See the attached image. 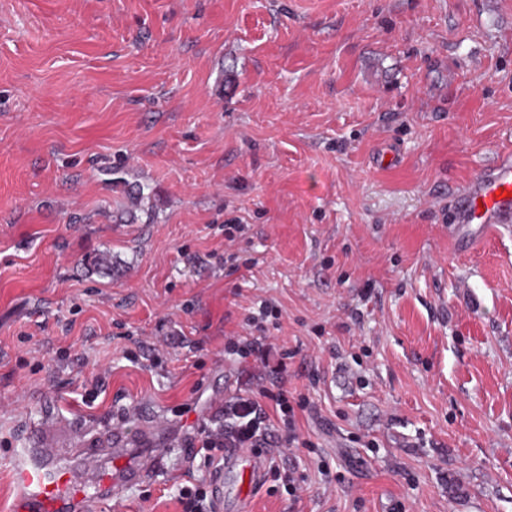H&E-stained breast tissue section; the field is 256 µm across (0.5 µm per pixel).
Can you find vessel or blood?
<instances>
[{"label":"vessel or blood","instance_id":"b4317fda","mask_svg":"<svg viewBox=\"0 0 512 512\" xmlns=\"http://www.w3.org/2000/svg\"><path fill=\"white\" fill-rule=\"evenodd\" d=\"M455 221L459 224L512 223V157L469 182L454 199ZM74 453L77 464L68 467L51 459L59 439L58 427L48 425L38 432V445L14 451L13 469L20 499L17 512H92L95 494L120 497L129 486L148 480L161 466L160 455L126 460V433L112 430L111 438H85L76 432ZM264 470L261 457L248 448H228L210 474L214 512H224L232 503L234 512H245L248 496ZM239 475L241 484L228 488L225 477Z\"/></svg>","mask_w":512,"mask_h":512}]
</instances>
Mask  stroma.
<instances>
[{"label": "stroma", "instance_id": "obj_1", "mask_svg": "<svg viewBox=\"0 0 512 512\" xmlns=\"http://www.w3.org/2000/svg\"><path fill=\"white\" fill-rule=\"evenodd\" d=\"M506 154L512 0H0V512L42 423L134 448L268 385L224 343L269 299L309 406L249 512H512V223L449 220Z\"/></svg>", "mask_w": 512, "mask_h": 512}]
</instances>
